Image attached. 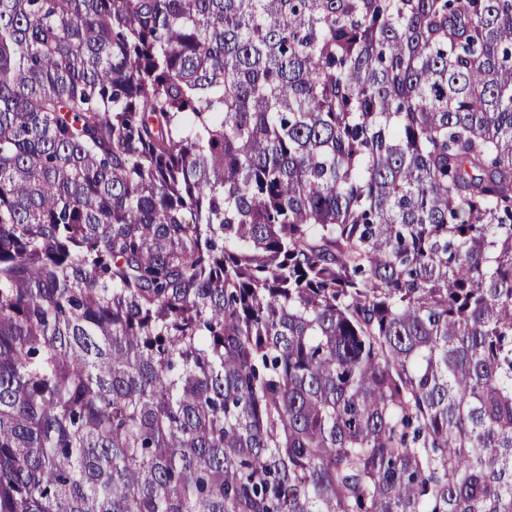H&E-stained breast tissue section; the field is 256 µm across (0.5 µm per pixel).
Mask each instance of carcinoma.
<instances>
[{"instance_id": "obj_1", "label": "carcinoma", "mask_w": 512, "mask_h": 512, "mask_svg": "<svg viewBox=\"0 0 512 512\" xmlns=\"http://www.w3.org/2000/svg\"><path fill=\"white\" fill-rule=\"evenodd\" d=\"M0 512H512V0H0Z\"/></svg>"}]
</instances>
